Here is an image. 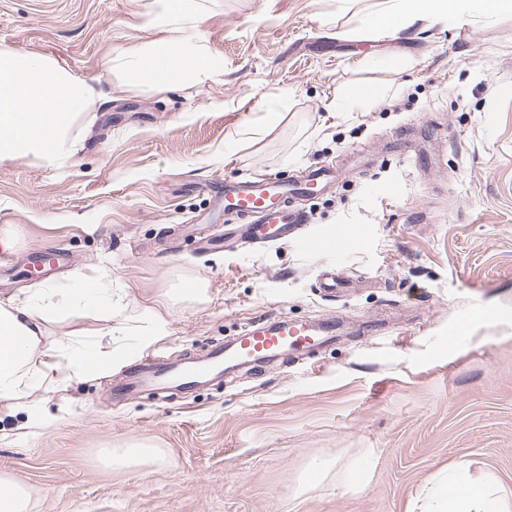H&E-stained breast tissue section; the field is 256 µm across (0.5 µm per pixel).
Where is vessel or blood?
<instances>
[{"mask_svg":"<svg viewBox=\"0 0 512 512\" xmlns=\"http://www.w3.org/2000/svg\"><path fill=\"white\" fill-rule=\"evenodd\" d=\"M336 177L332 165H321L304 171L292 180L277 174H258L224 184L204 183L203 191L220 202L225 212L242 220V235L255 243L287 242L297 225L306 223L307 215L293 205L297 197L325 189ZM310 327L285 320L258 321L234 343L211 350L206 361L171 364L149 357L131 371L117 388L128 395L145 387L163 390L174 383L189 390L221 374L226 366L243 365L254 359L276 355L288 356L293 351L314 346Z\"/></svg>","mask_w":512,"mask_h":512,"instance_id":"1","label":"vessel or blood"}]
</instances>
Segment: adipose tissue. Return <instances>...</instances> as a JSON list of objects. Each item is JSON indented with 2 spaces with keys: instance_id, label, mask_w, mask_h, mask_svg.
<instances>
[{
  "instance_id": "ef3b65f1",
  "label": "adipose tissue",
  "mask_w": 512,
  "mask_h": 512,
  "mask_svg": "<svg viewBox=\"0 0 512 512\" xmlns=\"http://www.w3.org/2000/svg\"><path fill=\"white\" fill-rule=\"evenodd\" d=\"M106 69H120L130 83L141 79L165 86L186 77L208 78L219 66L198 45L180 39L164 48L119 59ZM100 93L67 67L42 55L0 50V160L34 157L47 166L71 165L83 147L80 128L96 119L91 105ZM97 278L76 275L70 287L46 286L21 298L0 301V400L28 397L49 381L54 368L45 338L47 323L62 311H93L111 319L122 301ZM122 361L111 344L96 341L74 351L76 374L106 376ZM460 462L450 472L436 473L407 512H512L490 483H474Z\"/></svg>"
}]
</instances>
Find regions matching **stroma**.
Segmentation results:
<instances>
[{
	"label": "stroma",
	"mask_w": 512,
	"mask_h": 512,
	"mask_svg": "<svg viewBox=\"0 0 512 512\" xmlns=\"http://www.w3.org/2000/svg\"><path fill=\"white\" fill-rule=\"evenodd\" d=\"M193 6L222 70L158 87L102 68L176 39L152 0H0V50L51 57L110 95L67 170L0 160L15 261L61 249L74 262L0 280V301L78 272L126 294L111 322L86 312L48 324L55 380L21 407L0 400V473L28 487L30 512H406L461 461L512 496V11L463 23L429 11L389 28L391 0ZM359 87L373 96L351 100ZM325 163L335 186L302 201L312 252L200 249L199 234L232 223H205L212 203L192 183ZM389 184L399 194H377ZM337 227L354 240L343 251L327 241ZM330 269L346 282L332 297ZM196 283L202 298L177 297ZM155 312L167 328L152 346L170 363L269 317L338 328L191 392L116 395ZM107 327L124 365L72 375L70 344ZM132 441L160 461H102ZM319 461L333 474L303 489Z\"/></svg>",
	"instance_id": "35a3bbf8"
}]
</instances>
